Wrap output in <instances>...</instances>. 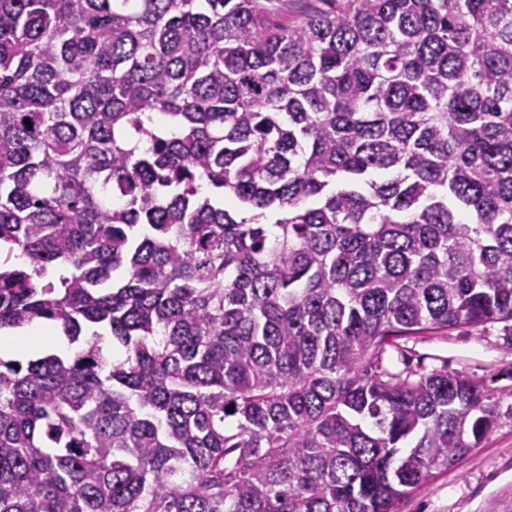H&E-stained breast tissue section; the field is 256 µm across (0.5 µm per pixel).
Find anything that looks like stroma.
Segmentation results:
<instances>
[{
  "label": "stroma",
  "instance_id": "1",
  "mask_svg": "<svg viewBox=\"0 0 512 512\" xmlns=\"http://www.w3.org/2000/svg\"><path fill=\"white\" fill-rule=\"evenodd\" d=\"M385 367L461 372L501 397L492 432L457 465L435 471L399 512H512V321L397 339Z\"/></svg>",
  "mask_w": 512,
  "mask_h": 512
}]
</instances>
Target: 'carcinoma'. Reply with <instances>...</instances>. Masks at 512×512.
Masks as SVG:
<instances>
[{"label": "carcinoma", "instance_id": "obj_1", "mask_svg": "<svg viewBox=\"0 0 512 512\" xmlns=\"http://www.w3.org/2000/svg\"><path fill=\"white\" fill-rule=\"evenodd\" d=\"M286 12L0 0V330L76 346L0 358V512H397L495 427L382 361L512 321V0Z\"/></svg>", "mask_w": 512, "mask_h": 512}]
</instances>
